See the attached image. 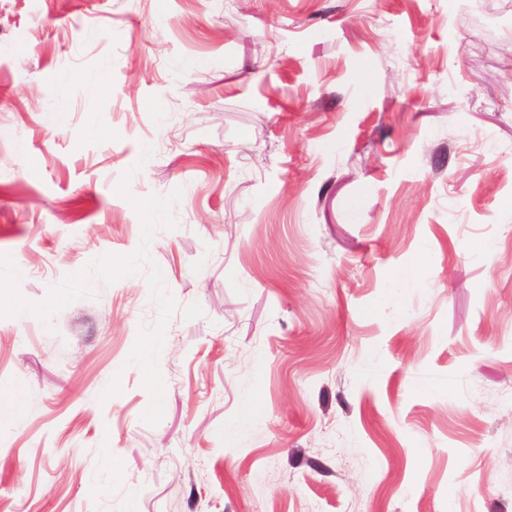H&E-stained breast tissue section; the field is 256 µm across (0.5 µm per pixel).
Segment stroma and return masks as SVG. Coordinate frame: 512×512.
<instances>
[{
  "mask_svg": "<svg viewBox=\"0 0 512 512\" xmlns=\"http://www.w3.org/2000/svg\"><path fill=\"white\" fill-rule=\"evenodd\" d=\"M0 512H512V0H0Z\"/></svg>",
  "mask_w": 512,
  "mask_h": 512,
  "instance_id": "1",
  "label": "stroma"
}]
</instances>
